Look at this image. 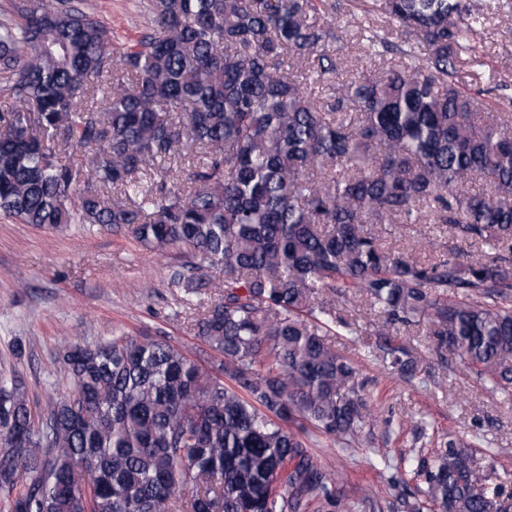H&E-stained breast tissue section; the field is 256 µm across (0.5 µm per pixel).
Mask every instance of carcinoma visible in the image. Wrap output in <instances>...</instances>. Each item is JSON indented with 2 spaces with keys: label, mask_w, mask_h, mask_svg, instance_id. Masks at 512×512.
<instances>
[{
  "label": "carcinoma",
  "mask_w": 512,
  "mask_h": 512,
  "mask_svg": "<svg viewBox=\"0 0 512 512\" xmlns=\"http://www.w3.org/2000/svg\"><path fill=\"white\" fill-rule=\"evenodd\" d=\"M346 37L339 0H150L152 27L116 53L94 16L25 0L0 22V214L56 228H125L182 250L192 297L223 276L197 320L221 359L204 367L162 339L69 344L74 394L35 419L23 383L0 381V488L10 512H324L336 481L303 439L346 445L377 423L331 325L394 343L423 325L441 357L512 391V116L456 87L482 33L468 0H374ZM363 49L367 73L341 69ZM426 50L419 56L417 49ZM112 73L106 88L98 82ZM327 96H318L306 76ZM72 150L83 164H62ZM202 163L187 193L159 189L167 160ZM481 179L485 189L460 186ZM378 224H442L494 250L433 263L384 245ZM359 295L379 319L337 316ZM229 383H224V380ZM416 465L411 512H512L479 485L469 445Z\"/></svg>",
  "instance_id": "obj_1"
}]
</instances>
